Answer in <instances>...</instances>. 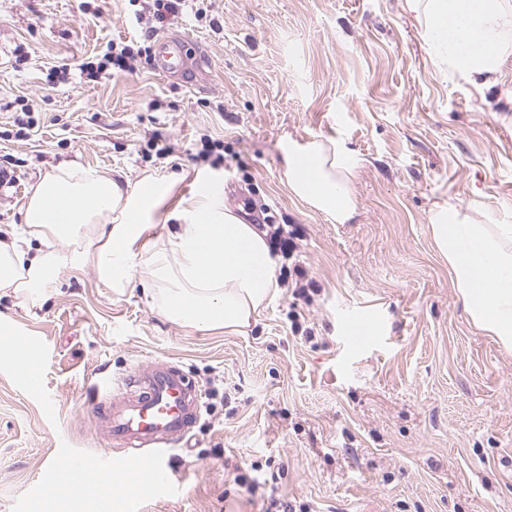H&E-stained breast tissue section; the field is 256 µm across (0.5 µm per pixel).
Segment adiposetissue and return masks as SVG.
<instances>
[{
  "label": "adipose tissue",
  "mask_w": 512,
  "mask_h": 512,
  "mask_svg": "<svg viewBox=\"0 0 512 512\" xmlns=\"http://www.w3.org/2000/svg\"><path fill=\"white\" fill-rule=\"evenodd\" d=\"M422 15L426 40L450 67L473 81H493L512 52V0H406ZM356 161L336 142L282 147L289 193L338 223L352 220ZM183 177L143 174L137 181L95 168L60 166L31 184L23 222L42 242L36 252L19 238L0 239V296L44 303L63 270L92 267L115 291L141 283L172 322L238 332L277 293L278 259L262 234L224 204L220 186L188 198ZM433 243L447 259L453 285L474 324L512 347V224L458 219L447 206L429 217ZM173 231L147 245L151 225Z\"/></svg>",
  "instance_id": "1"
}]
</instances>
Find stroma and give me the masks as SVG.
Masks as SVG:
<instances>
[{"label": "stroma", "instance_id": "obj_1", "mask_svg": "<svg viewBox=\"0 0 512 512\" xmlns=\"http://www.w3.org/2000/svg\"><path fill=\"white\" fill-rule=\"evenodd\" d=\"M165 34L187 41L176 78L89 84L78 70L109 42L140 39L128 0H0V237L27 232L22 209L39 176L63 163L183 174L178 192L224 188L244 221L268 208L300 225L305 295L279 288L244 331L166 319L140 284L115 293L94 271L63 270L43 307L0 298V320L42 347V394L0 364V512H29L60 451H102L85 404L120 394L130 369L165 361L203 392L189 447L169 448L174 481L132 512H264L270 498L305 512H512V348L477 329L431 239L438 205L512 224V53L480 86L434 59L406 0H212ZM36 126L20 136L22 104ZM171 156L156 158L154 133ZM224 142L222 168L201 159ZM335 141L358 160L357 213L338 224L281 183L282 146ZM375 313L363 345L346 318ZM299 320L304 332L291 331ZM262 465L256 496L234 478Z\"/></svg>", "mask_w": 512, "mask_h": 512}]
</instances>
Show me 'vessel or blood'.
I'll return each mask as SVG.
<instances>
[{
	"label": "vessel or blood",
	"instance_id": "obj_1",
	"mask_svg": "<svg viewBox=\"0 0 512 512\" xmlns=\"http://www.w3.org/2000/svg\"><path fill=\"white\" fill-rule=\"evenodd\" d=\"M155 51L157 73L166 77L184 73L188 58L183 38H159ZM16 343L30 351L34 358L28 368L17 370V385L28 392H41L43 377L38 363L41 356L39 347L28 335L18 337ZM123 383L125 390L120 395L99 393L88 401L87 406L95 417L97 436L106 444L133 448L136 454L130 459L112 463L98 460L84 467L83 478L95 485L108 481L116 489L127 484L141 489L165 486L170 480L167 469L145 456L144 451L188 443L202 416L201 395L183 373L160 363L132 368ZM74 464V459L67 456L51 461L49 476L42 485L43 495L52 497L58 494V472Z\"/></svg>",
	"mask_w": 512,
	"mask_h": 512
}]
</instances>
